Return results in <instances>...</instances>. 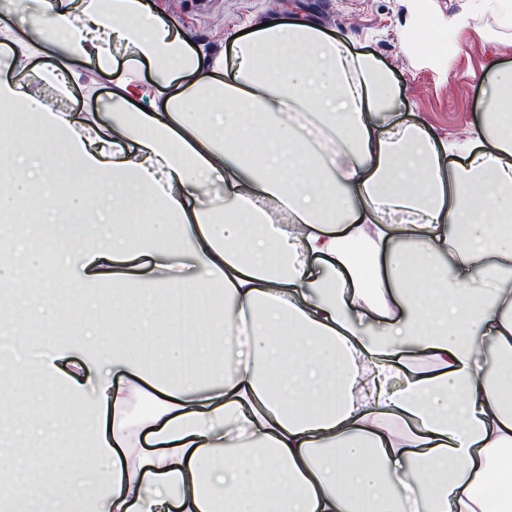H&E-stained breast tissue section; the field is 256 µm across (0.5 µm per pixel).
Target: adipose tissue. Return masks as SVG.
Masks as SVG:
<instances>
[{
    "label": "adipose tissue",
    "mask_w": 512,
    "mask_h": 512,
    "mask_svg": "<svg viewBox=\"0 0 512 512\" xmlns=\"http://www.w3.org/2000/svg\"><path fill=\"white\" fill-rule=\"evenodd\" d=\"M10 69L60 45V80L86 59L115 86L107 120L46 108L18 82L36 127L15 126L0 168L14 174L0 210L25 223L39 200L78 274L55 289L38 356L47 389L61 375L59 327L72 299L112 296L89 331L91 359L145 369L141 339L182 349L168 300L208 303L207 344L186 370L139 381L98 378L93 405L112 431L70 428L88 464L14 490L12 512H512V79L491 93L474 138L438 143L398 120L388 73L304 21L234 37L233 59L193 52L148 0H37ZM132 56L117 64L112 46ZM164 81L209 71L158 99ZM211 102L202 126L188 103ZM150 101L148 112L135 111ZM318 114L314 142L297 123ZM150 221L148 232L127 217ZM0 281L23 287L41 241L15 234ZM139 259L137 271L107 263ZM125 338L105 340L110 324ZM246 334L245 350L227 346ZM151 440L143 450L141 437Z\"/></svg>",
    "instance_id": "ef3b65f1"
}]
</instances>
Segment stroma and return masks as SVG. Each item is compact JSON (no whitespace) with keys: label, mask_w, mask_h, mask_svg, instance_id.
Instances as JSON below:
<instances>
[{"label":"stroma","mask_w":512,"mask_h":512,"mask_svg":"<svg viewBox=\"0 0 512 512\" xmlns=\"http://www.w3.org/2000/svg\"><path fill=\"white\" fill-rule=\"evenodd\" d=\"M176 24L200 55L231 56L236 33L274 20H306L343 41L355 53L373 57L391 76L398 115L405 123L426 127L437 139H464L478 128L494 71L512 66V26L501 24L486 0H149ZM467 15L470 24L455 34L448 23ZM457 43V50L433 60L431 47ZM57 50L46 46L33 56L15 81L28 91L68 108L75 118L109 112L114 87L90 64L76 62L69 94L46 73ZM37 368L19 374L8 386L0 413L30 412L36 432L8 439L0 454V476L16 482L34 478V465L53 453L63 466L80 465L79 450L68 434L67 392L57 388L53 400L39 398Z\"/></svg>","instance_id":"obj_1"}]
</instances>
